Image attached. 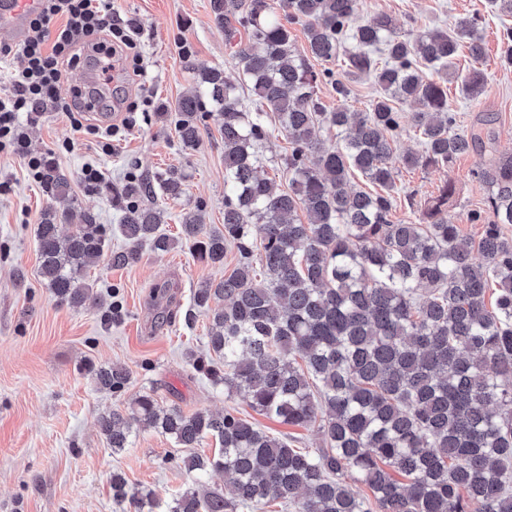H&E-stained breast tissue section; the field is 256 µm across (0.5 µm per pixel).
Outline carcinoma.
<instances>
[{"label": "carcinoma", "mask_w": 512, "mask_h": 512, "mask_svg": "<svg viewBox=\"0 0 512 512\" xmlns=\"http://www.w3.org/2000/svg\"><path fill=\"white\" fill-rule=\"evenodd\" d=\"M354 2L279 0L276 9L270 0H210L216 25L247 35L236 52L239 79L220 68L196 72L194 89L179 101L176 129L193 148L200 113L215 116L224 139V229H209L189 213L181 235L208 265L224 266L230 246L239 259L224 279L194 292L215 355L194 366L225 392L245 394L258 414L317 428L324 447L295 448L234 409L186 413L142 392L99 417L112 452L130 446L137 425L183 448L207 438L218 444L210 456L183 458L196 486L169 512H268L276 505L294 512H512V237L504 232L512 224V154L474 172L488 188L486 207L466 215L483 225L479 239L460 236L448 184L417 221L392 220L396 164L450 163L494 138L488 119L459 129L448 88L421 70L455 67L463 45L480 60L478 18L402 38L385 14L354 23ZM280 11L304 23L316 59L330 61L352 46L347 66L373 76L382 91L368 111L328 112L314 98L318 77L333 72L319 76L295 55ZM462 86L473 98L481 95L483 71L469 70ZM245 88L276 114L288 138L286 191L259 174L266 113L245 109ZM400 103L416 105L410 119L422 149L397 157ZM324 127L336 129L340 141L324 144ZM354 169L383 192L355 188ZM44 186L55 199L69 196V179L54 168ZM158 190L181 195L182 177L168 172L126 185V246L115 251L93 215L62 237L66 213L44 210L36 230L39 275L58 303L95 300L86 279L103 260L128 267L140 261L144 242L158 253L174 247L161 230L163 210L134 202ZM94 379L99 389L120 393L129 373L100 368ZM209 472L224 475V489L202 483ZM348 473L373 499L356 496ZM112 499L129 512H145L148 504L117 472Z\"/></svg>", "instance_id": "1"}]
</instances>
